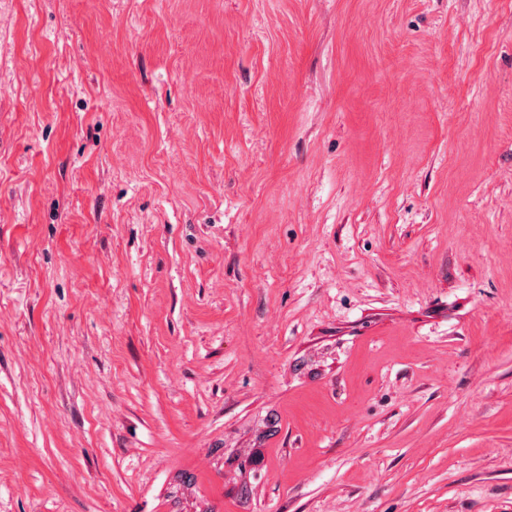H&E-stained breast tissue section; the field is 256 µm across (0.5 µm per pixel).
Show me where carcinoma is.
I'll return each mask as SVG.
<instances>
[{"instance_id":"cac0c4a2","label":"carcinoma","mask_w":512,"mask_h":512,"mask_svg":"<svg viewBox=\"0 0 512 512\" xmlns=\"http://www.w3.org/2000/svg\"><path fill=\"white\" fill-rule=\"evenodd\" d=\"M281 426L278 410L268 407L254 419L245 442L224 437V483L239 512H254L256 484L264 467L265 450Z\"/></svg>"}]
</instances>
